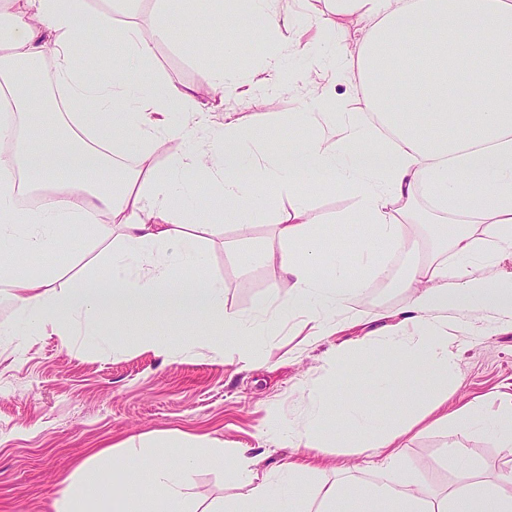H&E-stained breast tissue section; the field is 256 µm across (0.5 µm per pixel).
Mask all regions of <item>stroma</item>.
I'll return each instance as SVG.
<instances>
[{
    "mask_svg": "<svg viewBox=\"0 0 512 512\" xmlns=\"http://www.w3.org/2000/svg\"><path fill=\"white\" fill-rule=\"evenodd\" d=\"M244 26L239 18L212 30L202 61L177 50L182 33L174 31L157 41L156 67L175 83L199 87L202 103H210L206 92L210 70L216 66L228 72L235 69L226 49ZM315 64V59L289 51L287 83L253 103L228 94L216 115L230 112L245 126H265L269 140L281 153H288L313 134L312 129L291 123L290 115L319 111L323 97L343 102L353 93L344 83L302 82L301 74ZM309 206L327 237L343 240L354 235L355 225L336 221L337 215L356 212L354 192L326 188L310 196ZM417 210L432 218L418 227L419 250L405 256L389 252L384 260L387 277L373 280L370 288L349 297L336 312L340 320L360 318V325L307 345L296 334V321H288L275 333L257 337L259 347L273 351L269 363L261 367L217 357L210 337L197 335L190 318L176 315L162 320L133 315L106 325L105 339L83 337L71 348L52 332L19 346L9 344L4 334L19 322L20 314L7 291L0 290V512H50L57 483L79 461L147 432L173 438L182 433L206 434L224 449H257L259 433L299 422L311 390L320 385H333L337 400H365L382 418L404 411L407 398L382 392L378 379L365 371L356 344L370 331L371 318L403 307V277L436 253L437 227L443 218L425 196ZM59 235L67 243L60 254L65 259L60 284L81 275L85 267L101 268L103 244L66 228ZM272 241L273 225L268 220L250 224L245 236L239 225L218 220L212 232L205 234V272L223 279L227 311L248 313L266 295L279 292L276 264L246 265L237 259L238 253L271 246ZM158 332L172 336L178 344L193 337L192 357L167 359L140 347V337ZM340 343L352 345L354 351L349 369L336 382L328 372L327 357ZM454 349L458 366L449 408L512 394V330L486 331L476 312L462 322ZM452 443L486 475L512 477V448L498 447L486 435L432 430L410 436L404 441L401 463L436 486L451 485L459 472L444 466L442 449ZM231 493L223 468L215 465L192 475L188 502L201 508Z\"/></svg>",
    "mask_w": 512,
    "mask_h": 512,
    "instance_id": "1",
    "label": "stroma"
}]
</instances>
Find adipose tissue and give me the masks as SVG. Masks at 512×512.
<instances>
[{
  "label": "adipose tissue",
  "mask_w": 512,
  "mask_h": 512,
  "mask_svg": "<svg viewBox=\"0 0 512 512\" xmlns=\"http://www.w3.org/2000/svg\"><path fill=\"white\" fill-rule=\"evenodd\" d=\"M297 2L316 26L293 29L290 45L309 55L332 39L344 60L340 67L308 69L307 80L333 76L361 86L363 98L347 112L294 114L293 123L320 133L284 156L267 144L263 128L244 129L229 113L213 121L199 88L160 74L150 86L140 78L155 67L156 40L186 17L193 35L178 47L191 58L202 51L201 35L224 17L247 18L233 47L246 64L250 43L280 28L275 0H214L196 11L190 0H155L146 28L88 0H0V25L7 29L0 37V251L11 256L0 263V286L11 289L22 315L12 331L20 340L47 331L95 335L134 310L158 318L182 314L221 329L226 339L219 354L251 365L254 336L276 329L282 318L301 317L310 343L336 334V310L386 276L383 249L408 247L409 210L428 196L434 211L455 221L443 235L453 261L415 266L402 281L407 302L395 311V323L360 342L367 371L385 385L400 378L414 397L410 408L383 419L361 400L340 404L317 391L306 420L270 438L280 448L342 443L379 458L382 475L365 482L345 467L313 491L308 480L326 465L295 457L265 467L261 455L243 448L227 453L187 434L185 456L172 463L159 453L166 440L150 432L78 464L53 493V512H182L190 475L215 462L235 493L203 512H512V484L479 465L442 490L400 470L403 437L425 422L487 433L499 447H512V396L495 411L479 403L448 407L459 310L478 305L497 327H512V276L498 271L512 257V0H332L327 12L315 0ZM349 17L362 24L353 50L343 24ZM101 29L113 32L117 51L111 74L93 79L87 74L97 60L92 36ZM47 57L48 72L40 67ZM51 87L62 90L72 115L98 124L113 144L138 145L137 164L125 169L121 184L97 177L111 169L110 152L74 136L31 130ZM160 138L183 147L162 168L151 160ZM249 141L263 143L262 153L246 150ZM76 167L84 173L77 196L37 210L19 207L22 173L39 169L50 185ZM203 181L222 193L224 222L274 218L277 244L258 258L277 262L286 292L257 304L254 322L226 311L224 282L205 274V253L187 231L188 222L212 219L196 207ZM273 184L291 197L288 210L273 212L267 193ZM324 185L358 193V211L346 218L359 227L357 265L343 263L341 247L321 234L310 212L307 189ZM470 220L480 231L467 228ZM62 225L76 232L90 227L111 240L102 268L64 287L52 268L21 272L16 260L59 247ZM391 352L397 362L388 360ZM143 461L147 497L134 475Z\"/></svg>",
  "instance_id": "1"
}]
</instances>
